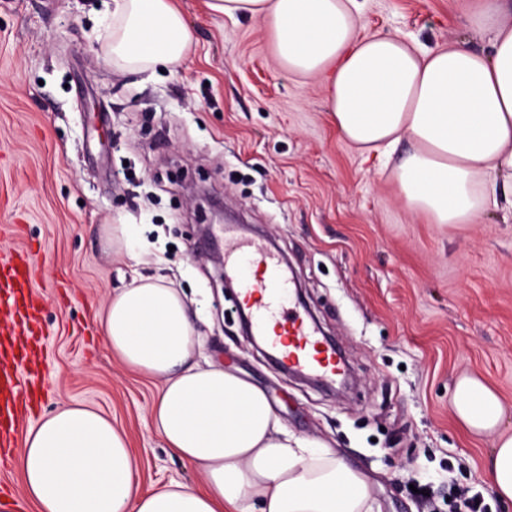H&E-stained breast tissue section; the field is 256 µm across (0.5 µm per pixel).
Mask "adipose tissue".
I'll return each mask as SVG.
<instances>
[{
	"mask_svg": "<svg viewBox=\"0 0 512 512\" xmlns=\"http://www.w3.org/2000/svg\"><path fill=\"white\" fill-rule=\"evenodd\" d=\"M107 65L181 70L193 32L177 0H104ZM208 10L268 22L289 74L320 80L339 133L395 157L410 210L436 224L512 213V0H460L489 47H420L401 35L358 34V0H206ZM99 327L124 367L161 382L149 414L170 453L198 474L143 492L139 460L111 418L83 405L42 414L17 450L37 512H371L373 485L336 450L290 435L266 394L221 365L199 366L195 316L165 279L143 277L110 296ZM453 410L494 437L490 485L512 504V434L481 379L465 375Z\"/></svg>",
	"mask_w": 512,
	"mask_h": 512,
	"instance_id": "obj_1",
	"label": "adipose tissue"
}]
</instances>
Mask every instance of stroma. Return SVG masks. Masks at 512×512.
<instances>
[{
	"label": "stroma",
	"instance_id": "stroma-1",
	"mask_svg": "<svg viewBox=\"0 0 512 512\" xmlns=\"http://www.w3.org/2000/svg\"><path fill=\"white\" fill-rule=\"evenodd\" d=\"M99 3L0 0V247H33L41 267L35 415L97 408L127 433L142 490L196 481L151 425L159 383L128 373L97 326L113 293L161 277L199 310L195 360L256 385L289 433L357 463L372 512H450L464 492L512 512L485 473L493 437L450 408L456 379L480 376L512 433V220L409 210L392 167L341 138L320 82L280 67L267 23L179 0L195 37L182 70L122 73L102 61ZM360 4L366 35L487 43L459 0ZM215 203L289 262L302 289L289 304L341 346L351 389L287 374L252 345L203 232ZM108 222L138 226V261L111 256Z\"/></svg>",
	"mask_w": 512,
	"mask_h": 512
}]
</instances>
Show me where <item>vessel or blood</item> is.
Wrapping results in <instances>:
<instances>
[{"label":"vessel or blood","instance_id":"vessel-or-blood-1","mask_svg":"<svg viewBox=\"0 0 512 512\" xmlns=\"http://www.w3.org/2000/svg\"><path fill=\"white\" fill-rule=\"evenodd\" d=\"M249 268L242 277L239 303L247 309L252 335L291 371L327 380L341 373L336 350L325 345L315 327L287 309L290 280L279 257L264 243L234 236L224 237V270L227 275ZM40 269L31 248L0 249V314L15 317L14 327H0V462L8 460L19 433L17 404L32 401L40 357L18 336L33 335L40 306L35 288Z\"/></svg>","mask_w":512,"mask_h":512}]
</instances>
